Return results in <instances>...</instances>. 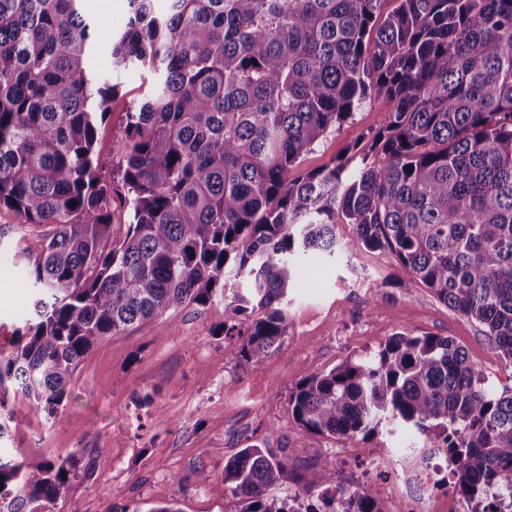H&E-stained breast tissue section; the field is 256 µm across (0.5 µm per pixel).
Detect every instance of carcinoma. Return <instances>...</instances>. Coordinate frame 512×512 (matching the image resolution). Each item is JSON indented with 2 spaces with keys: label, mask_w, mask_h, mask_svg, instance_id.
Wrapping results in <instances>:
<instances>
[{
  "label": "carcinoma",
  "mask_w": 512,
  "mask_h": 512,
  "mask_svg": "<svg viewBox=\"0 0 512 512\" xmlns=\"http://www.w3.org/2000/svg\"><path fill=\"white\" fill-rule=\"evenodd\" d=\"M154 2L128 0L103 30L82 0H0V208L24 219L0 240L48 227L23 249L34 316L0 349V393L51 417L97 343L190 305L222 304L212 335L259 368L290 336L301 268L341 251L390 252L396 287L428 289L512 363V0H397L386 15V0ZM99 47L111 74L93 69ZM129 68L148 89L105 154ZM374 97L387 113L353 172L346 158L286 179ZM338 220L355 239H337ZM229 280L246 287L227 295ZM288 414L339 439L415 432L448 449L469 512H512V387L448 336L396 332L296 385ZM105 469L0 457V512H51L71 479ZM286 477L256 440L208 490L241 512H385L328 462L299 476L303 494L270 495ZM189 490L175 478L147 512H179Z\"/></svg>",
  "instance_id": "cac0c4a2"
}]
</instances>
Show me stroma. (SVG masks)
<instances>
[{
  "instance_id": "35a3bbf8",
  "label": "stroma",
  "mask_w": 512,
  "mask_h": 512,
  "mask_svg": "<svg viewBox=\"0 0 512 512\" xmlns=\"http://www.w3.org/2000/svg\"><path fill=\"white\" fill-rule=\"evenodd\" d=\"M119 82L99 131L105 153L121 135L128 107L145 92L146 74L129 69ZM386 107L382 98L367 103L306 153L289 178L347 157L349 149L369 150ZM22 246L14 234L0 240V344L7 348L15 327L32 311L33 290L18 256ZM403 275L395 258L382 251L305 266L288 296L291 338L258 369L243 367L223 337L212 335L224 320L220 305L204 314L191 308L172 312L158 328L108 337L78 367L54 420L35 413L27 399L8 395L0 401V419L9 426L0 438V456L29 463L68 457L79 466L96 456L105 461L101 478L71 479L52 512H126L136 504H161L179 476L191 480L180 512H237V501L212 494L207 485L220 481L225 461L254 439L265 440L290 465V477L272 487V495L300 492L296 474L328 462L337 484L386 499L392 476L376 465L377 450L405 446L408 432L353 440L302 433L288 414L296 384L403 331L452 337L477 369L495 376L498 386L512 387V365L498 356L483 327L426 289L402 294L396 283ZM148 396L162 404L166 423L155 421L144 403Z\"/></svg>"
}]
</instances>
